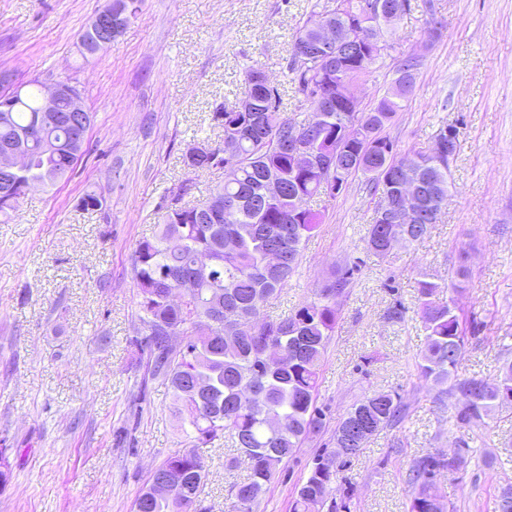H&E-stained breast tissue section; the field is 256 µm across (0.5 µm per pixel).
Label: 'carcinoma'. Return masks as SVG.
<instances>
[{
	"instance_id": "1",
	"label": "carcinoma",
	"mask_w": 512,
	"mask_h": 512,
	"mask_svg": "<svg viewBox=\"0 0 512 512\" xmlns=\"http://www.w3.org/2000/svg\"><path fill=\"white\" fill-rule=\"evenodd\" d=\"M369 0H333L323 6L338 24L363 20L359 34L362 48L347 51L340 69L357 78L371 73L379 56L372 54L370 39L386 43L394 34L396 23L385 24L369 14ZM308 21L299 26L292 45L287 71L296 92L310 96L329 88L332 77L322 70L317 58L299 56L300 45H312L313 33ZM419 66V59L406 56L398 60L396 88L368 112H352L342 100L332 111L312 112L302 123L280 111L281 95L274 88L249 84L248 100L253 111L241 112L233 126H224V138L238 142L240 154L233 169L224 172V185L212 197H232L237 210L210 216L201 211L194 219L188 212L167 210L163 222L150 237L139 241L134 250L132 270L137 288L138 319L145 336L136 345L147 351V369L154 377L169 384L181 420V429L191 447L169 456L153 474L134 502V512H207L200 495L206 475L197 449L220 438L230 439L248 460V480L231 488L237 512H253L269 491L280 465L301 447L304 441L322 431L323 410L317 406L320 368L328 342L339 317V297L360 271L353 262L333 271L315 289L314 299L289 315L276 320L256 322L255 331L242 335L239 320L257 316L260 309L297 272L306 240L322 223V214L305 203L321 194L324 174L294 171L288 154L255 135L266 127L286 134L299 124L315 127L316 147L334 143L342 147L347 164L336 168L333 178L348 183L361 174L369 191L379 193L378 168L394 162L386 149L393 143L381 136L401 108L405 97L401 86ZM41 89H19L14 106L0 112V145L14 143L20 135L35 129L40 116ZM68 104L62 100L55 122L44 123L28 143L30 162L27 173L54 184L71 169L68 158L83 147L72 125L68 124ZM457 152L458 142H448V129L436 136L426 151H412L417 165L407 177L423 184L421 219L417 224H378L368 229L367 250L385 259L393 237L412 248L437 222L441 206L437 198L448 197L449 158L437 154L439 148ZM279 187L276 201L263 200L268 184ZM278 253L283 274L270 272L268 257ZM211 259L212 280L196 284L182 306L171 302V295L193 282L195 267ZM458 291L431 279H421L416 300L427 331L418 370L427 381L451 382L450 390L464 401L455 418L470 427L495 415L497 408L488 401L482 379L454 378L468 336L456 312L453 299L441 298L447 291ZM402 397L398 393L372 390L354 402L337 423L333 438L336 447L349 458L360 454L369 440L400 420ZM468 457L461 448L451 458L429 453L418 459L411 470L412 491L408 512H447L441 498L424 481L442 470L466 466ZM328 471L314 466L296 490L291 512H350V495L331 496L340 469ZM167 482L174 493L158 496L154 482Z\"/></svg>"
}]
</instances>
